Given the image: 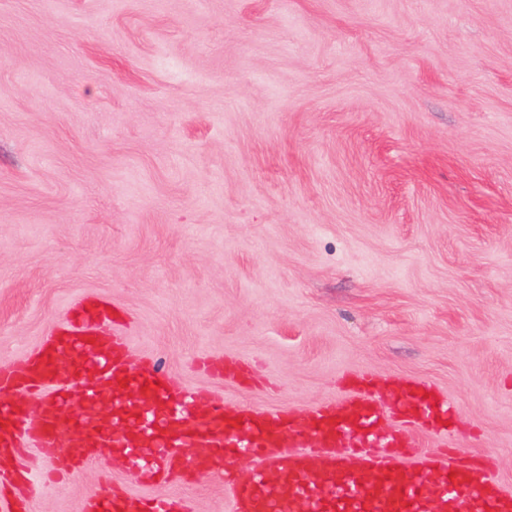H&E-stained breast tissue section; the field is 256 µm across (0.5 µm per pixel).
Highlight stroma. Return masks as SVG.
<instances>
[{
	"mask_svg": "<svg viewBox=\"0 0 512 512\" xmlns=\"http://www.w3.org/2000/svg\"><path fill=\"white\" fill-rule=\"evenodd\" d=\"M83 302L232 410L428 382L512 489V0H0V368Z\"/></svg>",
	"mask_w": 512,
	"mask_h": 512,
	"instance_id": "stroma-1",
	"label": "stroma"
}]
</instances>
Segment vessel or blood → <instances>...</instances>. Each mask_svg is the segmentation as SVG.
<instances>
[{"label": "vessel or blood", "mask_w": 512, "mask_h": 512, "mask_svg": "<svg viewBox=\"0 0 512 512\" xmlns=\"http://www.w3.org/2000/svg\"><path fill=\"white\" fill-rule=\"evenodd\" d=\"M80 318L50 336L22 371L0 369V483L38 463L43 477L106 466L103 449L122 456L131 478L162 484L192 472L223 476L232 512H512V490L487 464L436 455L414 465L401 457L407 424L438 427L453 403L430 384L388 386L400 428L387 429L371 375L353 391L304 415L280 410L228 411L223 397L174 386L153 361L131 363L123 336L98 331L103 312L80 307ZM94 370L77 386L51 389L60 357ZM111 421L92 432L100 404ZM386 455H379V448ZM195 449L188 463L175 451ZM81 512H192L183 498L122 491L111 481L87 497Z\"/></svg>", "instance_id": "obj_1"}]
</instances>
